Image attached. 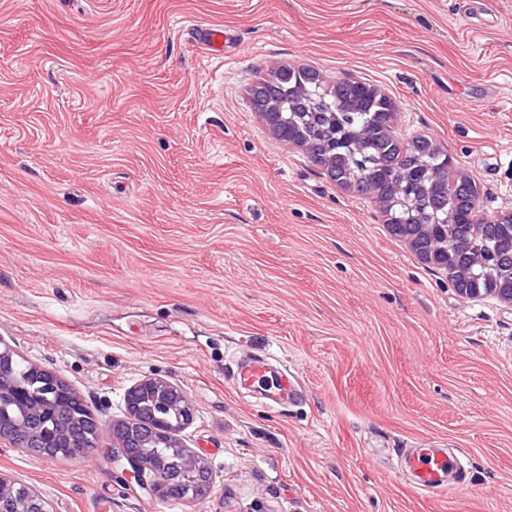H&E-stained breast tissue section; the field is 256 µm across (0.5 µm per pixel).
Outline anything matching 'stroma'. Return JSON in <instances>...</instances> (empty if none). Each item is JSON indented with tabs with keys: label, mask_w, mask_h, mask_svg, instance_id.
Here are the masks:
<instances>
[{
	"label": "stroma",
	"mask_w": 512,
	"mask_h": 512,
	"mask_svg": "<svg viewBox=\"0 0 512 512\" xmlns=\"http://www.w3.org/2000/svg\"><path fill=\"white\" fill-rule=\"evenodd\" d=\"M289 66L377 87L483 214L512 208V0H0V337L106 419L178 385L211 473L171 500L110 433L68 460L0 438L53 512H512V307L461 297L259 121L249 87ZM247 353L301 398L233 385ZM427 442L464 486L412 490L399 452Z\"/></svg>",
	"instance_id": "35a3bbf8"
}]
</instances>
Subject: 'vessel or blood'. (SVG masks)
Listing matches in <instances>:
<instances>
[{
    "mask_svg": "<svg viewBox=\"0 0 512 512\" xmlns=\"http://www.w3.org/2000/svg\"><path fill=\"white\" fill-rule=\"evenodd\" d=\"M405 475L417 493L443 492L449 483H462L465 467L461 459L444 448H406Z\"/></svg>",
    "mask_w": 512,
    "mask_h": 512,
    "instance_id": "vessel-or-blood-1",
    "label": "vessel or blood"
}]
</instances>
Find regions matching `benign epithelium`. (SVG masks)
Wrapping results in <instances>:
<instances>
[{
  "label": "benign epithelium",
  "instance_id": "obj_1",
  "mask_svg": "<svg viewBox=\"0 0 512 512\" xmlns=\"http://www.w3.org/2000/svg\"><path fill=\"white\" fill-rule=\"evenodd\" d=\"M451 213L434 215L431 222L421 226V231L430 236L431 245L425 261L448 269V262L439 257H450L447 242L451 231ZM489 255L482 249L469 254L465 268L455 271L457 278L468 280L485 268ZM492 297L512 306V266L506 273L499 274L498 285ZM17 356L15 350L0 338V404L10 402L18 405L23 417L17 421L0 420V438L8 439L17 448H37L35 455L42 458L54 457L53 448L67 443L73 429L60 423L62 406L54 405L48 411L32 400L30 392L19 381L7 373V368ZM30 370L39 375L43 389L58 392L67 398H80L79 392L65 382L55 371L30 364ZM148 392L163 394L159 412L146 414L141 408V397ZM123 402L126 417L108 422L112 427V462L122 467L123 473L135 480L142 489L163 496L172 484L181 486L180 499L193 500L203 497L210 489V470L205 459L188 448L179 437L180 432L190 424L194 406L187 394L178 386L159 378H145L128 387ZM173 413L178 424H172L166 415ZM148 448H166L180 459L178 481L174 482L159 470L155 455L146 452ZM0 512H53L49 500L37 489L0 475Z\"/></svg>",
  "mask_w": 512,
  "mask_h": 512
}]
</instances>
